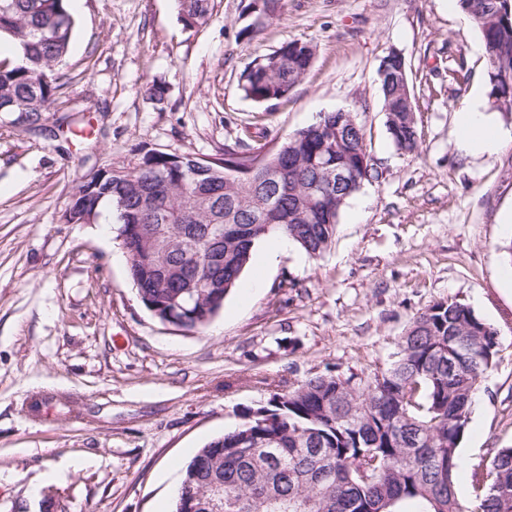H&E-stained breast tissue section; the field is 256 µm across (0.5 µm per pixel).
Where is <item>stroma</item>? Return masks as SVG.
Here are the masks:
<instances>
[{
  "label": "stroma",
  "instance_id": "35a3bbf8",
  "mask_svg": "<svg viewBox=\"0 0 512 512\" xmlns=\"http://www.w3.org/2000/svg\"><path fill=\"white\" fill-rule=\"evenodd\" d=\"M248 2L209 0L208 22L188 28L175 0H71L68 83L33 128L0 112V512H39L47 493L69 512H171L183 466L242 411L316 374L382 370L413 317L450 298L499 340L459 495L512 447V141L456 146L459 112L488 97L476 25L451 0H285L247 38ZM293 40L316 48L303 81L278 101L245 99V67ZM392 49L418 105L413 155L381 110ZM337 110L356 113L378 179L348 200L320 257L295 244L268 258L258 244L204 332L144 306L116 229L61 219L77 185L140 150L220 158L242 137L268 149ZM37 396L49 402L38 415Z\"/></svg>",
  "mask_w": 512,
  "mask_h": 512
}]
</instances>
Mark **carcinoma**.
<instances>
[{"mask_svg": "<svg viewBox=\"0 0 512 512\" xmlns=\"http://www.w3.org/2000/svg\"><path fill=\"white\" fill-rule=\"evenodd\" d=\"M184 25L208 21V0H176ZM475 23L487 58L488 99L512 112L508 89L496 81L512 70V0H455ZM255 21L282 14L283 0H249ZM75 20L68 0H0V107L37 99L32 121L48 110L66 79ZM315 48L290 41L256 57L240 76L245 98L265 103L288 96L312 66ZM381 111L396 149L418 150L417 104L409 74L386 55ZM250 149L224 157L147 150L126 166H108L78 185L62 214L68 224H92L104 208L116 214L117 238L129 257V277L149 309L174 315L192 332L204 330L249 264L254 247L280 234L308 255L324 253L340 215L361 184L379 172L366 135L349 111L325 112L268 155L282 174L267 188L260 175L244 185L233 167H247ZM345 179L336 183V172ZM276 194L265 212L259 200ZM234 215L233 222L226 221ZM195 290V302L183 291ZM498 353L497 330L467 304L440 301L418 314L396 344L388 366L372 376L322 374L267 405L242 412V423L213 438L188 461L173 512L214 490L223 512H512V447L497 449L487 473H472V495L458 496L459 448L473 399Z\"/></svg>", "mask_w": 512, "mask_h": 512, "instance_id": "cac0c4a2", "label": "carcinoma"}]
</instances>
